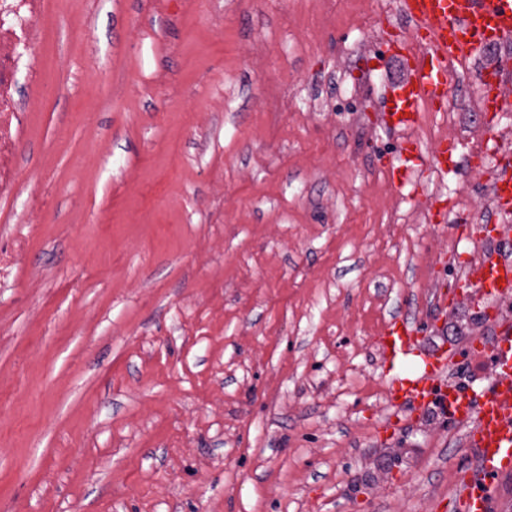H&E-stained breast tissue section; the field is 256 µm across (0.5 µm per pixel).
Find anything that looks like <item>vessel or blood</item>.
<instances>
[{"instance_id": "obj_1", "label": "vessel or blood", "mask_w": 512, "mask_h": 512, "mask_svg": "<svg viewBox=\"0 0 512 512\" xmlns=\"http://www.w3.org/2000/svg\"><path fill=\"white\" fill-rule=\"evenodd\" d=\"M401 7L414 24L419 49L411 54L406 78L395 87L382 114L385 124L406 133L398 163L387 170L390 182L398 187L415 184L425 165L444 171L455 163L454 142H439L426 155L412 138L420 106L439 109L446 104L453 64L468 62L489 45L512 40V0H401ZM473 83L490 107H498L512 90V57L487 59L474 72ZM499 166L492 207L477 235L482 251L465 262L457 283L462 293L496 307L490 316V345L474 347L491 369L486 391L474 396L464 386H448L443 376L454 352L443 348L421 355L419 328L413 322L392 320L379 338L392 405L417 413L436 408L450 424L467 429L474 465L457 489L459 512H493L497 483L512 474V314L504 310L512 302V254L500 247L512 238V153L502 152Z\"/></svg>"}]
</instances>
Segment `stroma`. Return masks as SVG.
<instances>
[{
  "instance_id": "35a3bbf8",
  "label": "stroma",
  "mask_w": 512,
  "mask_h": 512,
  "mask_svg": "<svg viewBox=\"0 0 512 512\" xmlns=\"http://www.w3.org/2000/svg\"><path fill=\"white\" fill-rule=\"evenodd\" d=\"M177 2L101 0L90 59L78 0H49L21 164L50 178L41 205L0 203V512H455L464 436L389 403L378 338L395 317L428 350L483 332L432 292L487 209L470 130L512 112L422 113V151L452 130L457 166L395 188L375 107L417 48L398 0Z\"/></svg>"
}]
</instances>
